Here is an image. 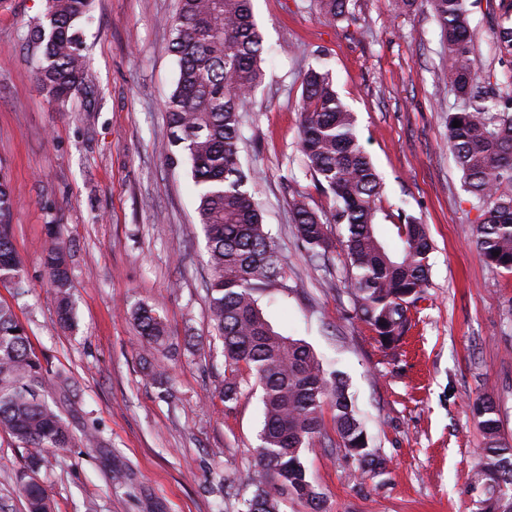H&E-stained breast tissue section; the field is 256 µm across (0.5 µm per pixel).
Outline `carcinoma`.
<instances>
[{
  "label": "carcinoma",
  "instance_id": "1",
  "mask_svg": "<svg viewBox=\"0 0 512 512\" xmlns=\"http://www.w3.org/2000/svg\"><path fill=\"white\" fill-rule=\"evenodd\" d=\"M91 0H46L43 20L26 35L41 52L37 80L63 105L84 86L85 58L80 21ZM170 19V51L178 74L165 102L170 136L190 164L198 198L197 213L207 242L208 314L224 346V406H236L246 380L260 388L263 425L254 449L255 469L245 486L243 512H279L280 499L296 498L311 512H327L323 494L310 478L303 452L325 434V409L332 411L339 446L363 471L382 467L369 449L346 381L324 369L311 349L273 330L258 303L259 294L283 280L287 263L263 222L260 203L247 183L251 174L239 160L243 114L261 83L262 36L252 0H178ZM451 59L449 79L466 103L448 113V148L462 172L465 191L479 212L475 244L490 265L512 272V92L492 93L493 108L477 104L484 90L469 28L466 0H430ZM350 0H318L323 16L349 19ZM496 52L512 62V0H502ZM297 150L314 186L333 198L327 212L309 197L292 199L296 238L315 262L326 263L332 227L345 231L356 317L370 326L382 346L400 342L410 329L411 308L430 286L432 240L427 225L398 214V242L390 246L378 229L377 201L382 183L364 151L352 112L342 103L328 73L309 69L302 79ZM460 126H453V122ZM15 201L0 177V283L22 289V268L10 235ZM44 266L56 295V322L74 326L72 282L63 248L48 229ZM499 255H493V252ZM139 339L150 354L146 376L172 395L170 340L162 316L144 303L130 307ZM67 378L33 351L24 325L0 303V429L28 450L27 469L41 463L45 448L75 444L52 394ZM484 439L469 492L472 512H512V446L503 442L494 402L474 406ZM28 512H52L42 486L22 480Z\"/></svg>",
  "mask_w": 512,
  "mask_h": 512
}]
</instances>
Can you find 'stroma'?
I'll return each mask as SVG.
<instances>
[{"label": "stroma", "instance_id": "stroma-1", "mask_svg": "<svg viewBox=\"0 0 512 512\" xmlns=\"http://www.w3.org/2000/svg\"><path fill=\"white\" fill-rule=\"evenodd\" d=\"M480 83L503 86L512 67L495 51L499 0H467ZM177 0H92L81 26L85 90L58 106L36 81L25 34L45 0H0V172L16 207L11 239L27 285H0L35 352L64 370L63 411L75 432L99 428L106 447L49 448L33 474L54 512H240L262 426L260 391L234 409L219 396L224 353L207 316L205 239L186 162L168 160L164 104L177 74L167 19ZM352 17L323 18L317 0H253L267 49L240 160L254 173L264 222L288 260L262 292L273 329L307 343L341 372L384 468L361 471L344 449L315 442L305 464L329 512H470L466 489L484 448L472 413L490 395L512 445V273L488 266L473 238L479 213L448 150L457 105L448 50L428 0H351ZM325 68L357 119L382 182L380 232L398 212L427 224L430 288L393 350L355 316L341 234L328 266L293 233L294 195L329 209L296 141L301 81ZM68 254L76 323H55L43 246L48 230ZM164 317L175 396L143 377L127 305ZM27 452L0 431V512H27L18 473ZM127 472L112 486L107 472Z\"/></svg>", "mask_w": 512, "mask_h": 512}]
</instances>
